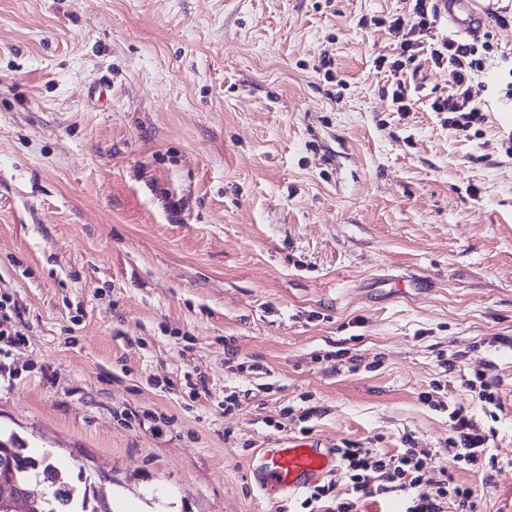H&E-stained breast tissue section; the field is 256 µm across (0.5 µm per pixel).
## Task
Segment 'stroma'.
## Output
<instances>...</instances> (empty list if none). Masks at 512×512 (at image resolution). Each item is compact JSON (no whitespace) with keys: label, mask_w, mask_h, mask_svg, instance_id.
<instances>
[{"label":"stroma","mask_w":512,"mask_h":512,"mask_svg":"<svg viewBox=\"0 0 512 512\" xmlns=\"http://www.w3.org/2000/svg\"><path fill=\"white\" fill-rule=\"evenodd\" d=\"M406 11L0 0V295L24 335L0 347V434L110 512H297L253 480L265 443L444 467L462 406L497 466L456 478L512 512V0L477 134L430 109L446 68L378 66ZM477 383H479V391H475V393L478 395V400L487 407L492 406L494 409L501 410L498 392L493 390L495 385L492 381L486 379V374L479 372L475 375V380L468 379L465 384L470 391H473V389H477Z\"/></svg>","instance_id":"1"}]
</instances>
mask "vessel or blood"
<instances>
[{
  "label": "vessel or blood",
  "mask_w": 512,
  "mask_h": 512,
  "mask_svg": "<svg viewBox=\"0 0 512 512\" xmlns=\"http://www.w3.org/2000/svg\"><path fill=\"white\" fill-rule=\"evenodd\" d=\"M438 13L457 31L478 37L488 23L489 7L486 0H438ZM337 469L338 457L330 445L285 437L261 449L252 473L261 492L273 495L307 489Z\"/></svg>",
  "instance_id": "b4317fda"
}]
</instances>
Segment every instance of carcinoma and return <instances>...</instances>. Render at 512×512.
I'll use <instances>...</instances> for the list:
<instances>
[{
  "label": "carcinoma",
  "mask_w": 512,
  "mask_h": 512,
  "mask_svg": "<svg viewBox=\"0 0 512 512\" xmlns=\"http://www.w3.org/2000/svg\"><path fill=\"white\" fill-rule=\"evenodd\" d=\"M47 474L42 482L52 493H44L26 500L27 512H110L108 508H88V502H96L90 494L92 484L84 482L83 494L70 497L67 489L72 483L58 482L59 468L46 457L37 458L26 448L25 443L15 435L0 438V512H10L12 500L27 490H32L37 481L35 466Z\"/></svg>",
  "instance_id": "1"
}]
</instances>
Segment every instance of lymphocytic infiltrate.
Wrapping results in <instances>:
<instances>
[{
	"label": "lymphocytic infiltrate",
	"mask_w": 512,
	"mask_h": 512,
	"mask_svg": "<svg viewBox=\"0 0 512 512\" xmlns=\"http://www.w3.org/2000/svg\"><path fill=\"white\" fill-rule=\"evenodd\" d=\"M437 17L435 0H410L408 17L391 20L390 27L400 32L401 40L389 69L399 72L418 53L429 51L435 66L447 68L451 83L448 96L436 98L431 109L447 113L449 128L465 132L485 121V103L474 96L470 82L482 71L490 45L440 35ZM449 418L447 468L435 469L434 456L426 450L410 447L390 454L346 441L337 450L338 479L314 486L300 503L302 512H360L364 500L381 497L398 498L403 512H474L473 488L457 482L455 475L494 465L486 452L489 434L465 408L453 409ZM341 482L348 492L339 496L335 488Z\"/></svg>",
	"instance_id": "f902f5d3"
}]
</instances>
